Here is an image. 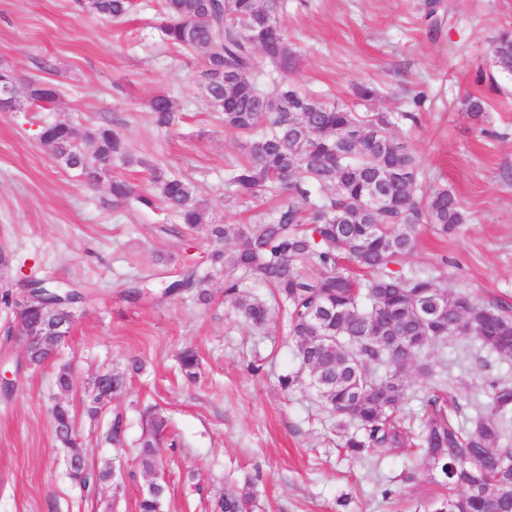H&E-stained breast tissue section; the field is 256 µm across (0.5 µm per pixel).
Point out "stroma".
I'll use <instances>...</instances> for the list:
<instances>
[{
	"mask_svg": "<svg viewBox=\"0 0 512 512\" xmlns=\"http://www.w3.org/2000/svg\"><path fill=\"white\" fill-rule=\"evenodd\" d=\"M282 22L297 56L293 82L353 110L391 115L394 133L419 158L422 188L445 185L468 220L452 235L417 228L405 271L442 286L512 306V75H484L491 48L512 28V0H285ZM161 0L113 21L78 0H0V65L20 78L59 85L52 112H0V293L25 277L79 285L93 297L67 342L40 368L14 371L22 351L11 310L0 305V512H137L151 479L137 449L149 415L169 422L176 447L162 451L156 477L168 486L166 512H213L227 484L249 486L250 512H428L442 493L424 454L377 449L362 457L336 447L335 415L307 387L283 391L297 369L283 322L264 333L237 319L224 302L223 274L213 271L209 305L165 296L163 285L184 261L205 264L214 244L179 229L177 219L137 202L114 205L109 178L94 188L53 159L38 133L46 121L77 135L111 122L134 153L158 159L211 202L213 220L247 224L271 200L242 202L224 191V173L246 155V140L226 130L195 83V56L161 43ZM372 86L368 101L356 84ZM159 92L178 99L183 117L157 128L147 109ZM487 103L481 120L468 97ZM149 286L126 301L131 281ZM193 348L199 373L187 380L178 354ZM139 357L143 367L125 393L97 416L87 412L94 378ZM258 364L250 373L248 364ZM71 368L76 388L59 395L54 380ZM512 383V364L453 334L425 348L406 370L400 416L410 430L432 391L447 390L471 426L488 402L487 379ZM65 400L95 469L113 482L85 494L67 477L50 409ZM116 442L103 437L114 417Z\"/></svg>",
	"mask_w": 512,
	"mask_h": 512,
	"instance_id": "35a3bbf8",
	"label": "stroma"
}]
</instances>
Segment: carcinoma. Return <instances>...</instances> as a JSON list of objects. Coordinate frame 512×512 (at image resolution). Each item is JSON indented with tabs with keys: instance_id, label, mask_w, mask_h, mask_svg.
Listing matches in <instances>:
<instances>
[{
	"instance_id": "obj_1",
	"label": "carcinoma",
	"mask_w": 512,
	"mask_h": 512,
	"mask_svg": "<svg viewBox=\"0 0 512 512\" xmlns=\"http://www.w3.org/2000/svg\"><path fill=\"white\" fill-rule=\"evenodd\" d=\"M82 7L101 17L118 20L133 8L132 0H84ZM280 9V0H162L161 40L197 57V81L208 101L223 114L224 128L248 137L247 160L225 176L228 196L241 200L264 194H284L288 202L272 213H258L254 224H218L194 187L171 174L158 160L136 157L126 138L104 122L77 138L64 122L41 127L39 141L88 184L120 166L137 165L149 172L153 190L138 192L121 177H113V203L136 200L147 208L164 207L179 223L199 230L215 242L237 239L234 247H216L210 265L224 274V302L256 329L283 314L286 336L297 341L299 368L279 377L281 388L292 392L315 374L319 402L339 417L340 447L354 454L374 448L399 451L413 435L397 421L406 399L404 372L427 347L468 324L465 335L503 362H512V311L503 305H484L466 289L442 288L430 277L406 274L396 266L416 246L417 225L431 224L442 235L467 220L455 192L434 187L416 197L421 174L415 154L391 132L387 116H368L346 105L326 101L297 89L289 75L296 55L281 22L260 68L255 37L266 29V16ZM492 64L512 74V30L503 31L492 49ZM29 111L56 108L59 92L49 80L24 82ZM153 124L172 129L179 120L176 101L166 93L148 101ZM265 131L255 134L260 125ZM384 190L390 203L374 210L359 202L360 193ZM208 275L185 263L166 282L167 295H187L208 305L212 293ZM272 289L273 303L246 295L248 283ZM27 283L6 290L0 303L16 309L17 330L37 326L54 341L71 331L88 293L72 287L63 292L48 283L46 294L23 306L17 300ZM445 308L443 319L431 325L416 306L423 291ZM332 303L337 313L324 319V336L306 343L307 324L321 306ZM390 336H409L408 355L397 356L386 346ZM47 354L37 343L22 356L26 366H39ZM187 378L197 376L198 358L191 350L180 355ZM141 369L137 358L107 379L112 394L127 388L128 372ZM489 403L472 429L454 425L448 409L460 405L433 394L422 415L420 444L439 469L448 494L433 512H512V448L499 444L507 433L512 412V385L487 380ZM55 435L68 450L67 471L78 462L87 494L111 478L95 472L86 449L75 435L72 415L58 403L52 411ZM165 418L153 415L142 438L139 464L151 475L161 464L159 436ZM167 489L153 481L138 501V512H163ZM252 493L247 488L224 489L219 512H247Z\"/></svg>"
}]
</instances>
